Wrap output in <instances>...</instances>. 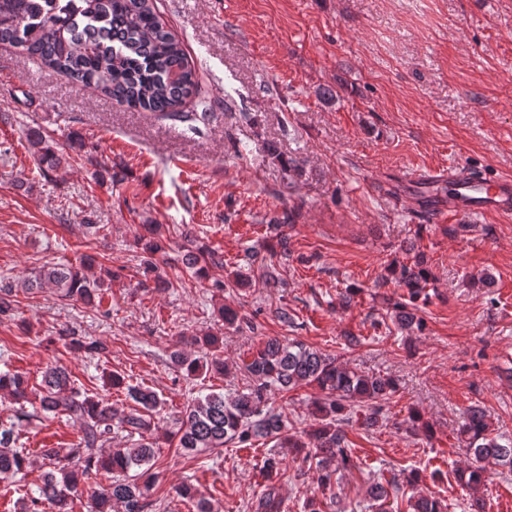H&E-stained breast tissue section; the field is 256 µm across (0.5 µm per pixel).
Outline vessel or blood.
Listing matches in <instances>:
<instances>
[{
    "label": "vessel or blood",
    "mask_w": 512,
    "mask_h": 512,
    "mask_svg": "<svg viewBox=\"0 0 512 512\" xmlns=\"http://www.w3.org/2000/svg\"><path fill=\"white\" fill-rule=\"evenodd\" d=\"M411 180L443 182L447 191L433 211L437 222L444 223L465 213L490 214L512 218V178H487L476 175L469 167L455 164L449 169L427 175L411 172Z\"/></svg>",
    "instance_id": "b4317fda"
}]
</instances>
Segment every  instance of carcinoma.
Returning a JSON list of instances; mask_svg holds the SVG:
<instances>
[{
	"instance_id": "carcinoma-1",
	"label": "carcinoma",
	"mask_w": 512,
	"mask_h": 512,
	"mask_svg": "<svg viewBox=\"0 0 512 512\" xmlns=\"http://www.w3.org/2000/svg\"><path fill=\"white\" fill-rule=\"evenodd\" d=\"M31 0H0V43H8L25 55L41 62L52 72L68 76L73 82L90 87L115 99L134 111L153 112L161 117H185L206 123L212 116L211 105L199 100L201 111L184 115L186 99L199 92V82L189 67L182 42L157 13L155 0H57L58 6L43 11L30 6ZM39 168L58 169L63 154L49 144L36 129L28 131ZM144 270L152 272L150 257L165 245L156 227L138 240ZM224 260L204 246L185 256V265L198 279L208 278L209 268ZM399 286L407 289L409 303L425 292L430 272L423 256L411 264L392 269ZM53 284L65 301H81L102 307L103 283L90 281L74 268L44 263L38 272L24 280L25 292ZM15 286H0V315L14 310ZM90 358L108 350L106 342H72ZM172 362L184 376L194 378L203 370L200 360L176 351ZM253 378L246 390L229 398L211 392L192 399L186 405L179 428V447L188 452L222 448L226 444H247L254 439H275L283 448L301 453L312 446L322 470L320 482H330L329 465L349 462L346 433L350 402H368L365 424L378 423L380 403L396 392L391 379L368 377L338 363V359L311 349L302 343H284L268 338L252 359L243 365ZM301 386H315L322 395L314 403L315 426L305 437L285 434L282 415L267 407L273 391L289 392ZM0 390L8 392L19 404L16 421L0 424V479H12L32 465L30 453L16 446L15 429L24 422L50 417H66L78 425V440L68 448H46L40 484L26 492L21 512H73V500L82 493L81 485L93 475L121 474L106 486L91 491L90 512H150L148 482H140L153 459V444L139 442L131 448H110L102 453L110 439L112 423L118 422L131 434L150 429V416L161 406L160 397L141 386H127L128 397L137 405L129 414L116 418L109 399L75 387L68 369L57 363L42 372L40 387L29 388L17 373L0 372ZM32 410H27V407ZM459 434L464 437L474 462L456 470L457 482L472 490L485 485L488 466H512V440L502 441L493 434L485 412L478 407L466 410ZM411 512H444L443 503L433 496H420L409 504Z\"/></svg>"
}]
</instances>
